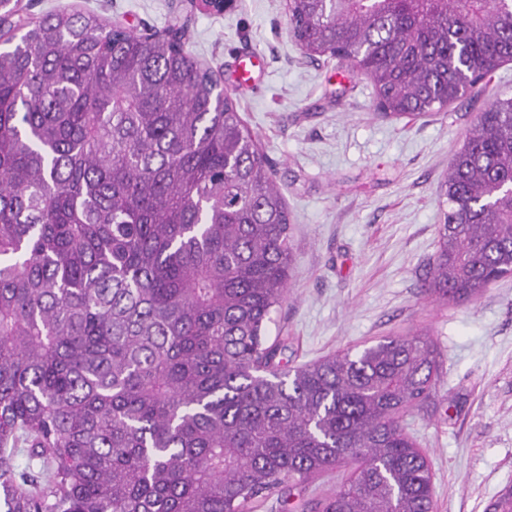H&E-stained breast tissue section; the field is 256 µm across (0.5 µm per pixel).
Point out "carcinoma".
<instances>
[{"label":"carcinoma","mask_w":512,"mask_h":512,"mask_svg":"<svg viewBox=\"0 0 512 512\" xmlns=\"http://www.w3.org/2000/svg\"><path fill=\"white\" fill-rule=\"evenodd\" d=\"M311 57L367 74L384 118L448 108L512 62V0H287ZM0 0L4 512H251L349 458L318 512H434L403 423L437 393L422 333L295 369L269 340L293 228L267 158L184 28L142 37ZM512 97L442 186L427 291L512 275Z\"/></svg>","instance_id":"cac0c4a2"}]
</instances>
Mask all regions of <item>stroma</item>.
Segmentation results:
<instances>
[{
  "label": "stroma",
  "instance_id": "1",
  "mask_svg": "<svg viewBox=\"0 0 512 512\" xmlns=\"http://www.w3.org/2000/svg\"><path fill=\"white\" fill-rule=\"evenodd\" d=\"M63 6L142 33L185 27L201 66L218 69L257 136L293 227L295 274L271 315L292 367L385 336L422 330L441 353L438 397L405 424L433 474L434 512H489L512 491V276L476 300L426 291L446 207L440 186L478 114L512 97V62L448 110L384 119L370 79L347 64L310 59L288 29L286 0H233L224 13L197 0H20L35 20ZM260 59L257 86L228 78ZM356 461L256 502L254 512H312Z\"/></svg>",
  "mask_w": 512,
  "mask_h": 512
}]
</instances>
